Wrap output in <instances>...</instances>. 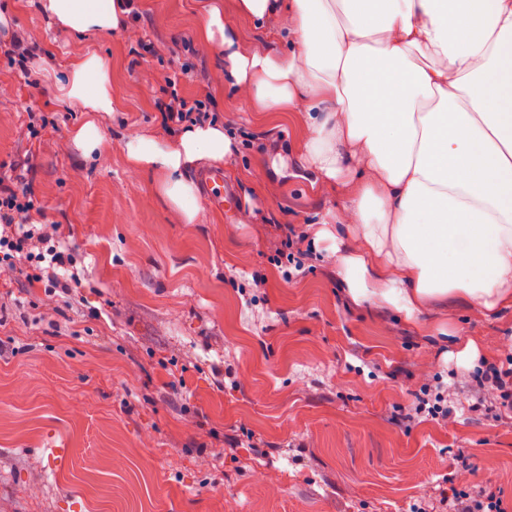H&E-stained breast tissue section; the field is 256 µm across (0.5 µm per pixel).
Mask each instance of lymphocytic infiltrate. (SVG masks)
Segmentation results:
<instances>
[{"instance_id":"obj_1","label":"lymphocytic infiltrate","mask_w":512,"mask_h":512,"mask_svg":"<svg viewBox=\"0 0 512 512\" xmlns=\"http://www.w3.org/2000/svg\"><path fill=\"white\" fill-rule=\"evenodd\" d=\"M31 33L13 30L6 54L25 83L39 85L41 66L30 49ZM192 72L190 65L161 74L167 96L157 108L165 130L217 120L211 112L212 94L209 88L196 93L182 91L181 81ZM11 174L0 171V273L23 277L29 284L41 285L48 295L62 294L71 299L82 285L75 273V254L64 241L60 225L49 222L43 206L35 195L14 190ZM480 378L487 392L476 395L477 406L494 400L501 416L512 417V353L504 361L483 364Z\"/></svg>"}]
</instances>
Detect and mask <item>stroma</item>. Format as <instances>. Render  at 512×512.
Wrapping results in <instances>:
<instances>
[{
	"mask_svg": "<svg viewBox=\"0 0 512 512\" xmlns=\"http://www.w3.org/2000/svg\"><path fill=\"white\" fill-rule=\"evenodd\" d=\"M210 0H138L148 25L77 39L29 0H0L14 27L34 34L53 65L31 87L0 55V165L15 166L60 224L85 286L72 304L0 276V512H448L450 489L500 490L512 510V424L492 410L452 405L435 419L403 418L432 380L465 391L472 369L458 337L481 355L512 352V314L451 303L427 318L447 328L435 344L401 315L354 304L321 242L295 278L270 261L279 226L311 231L345 202L342 187L317 191L301 149L304 112H258L227 89L224 57L200 47ZM242 50L290 52L283 18L256 26L234 16ZM161 39L137 56L140 33ZM94 52L112 66L114 110L98 122L101 156L69 140L86 119L60 100L72 59ZM192 62L210 78L211 109L247 134L221 165L200 161L201 212L187 224L131 172L127 136L168 139L151 72ZM48 125L41 143L19 142L27 115ZM280 139L288 175L262 149ZM220 171L235 202L225 218L204 179ZM264 275L266 287L253 279ZM71 462L55 468L51 444Z\"/></svg>",
	"mask_w": 512,
	"mask_h": 512,
	"instance_id": "35a3bbf8",
	"label": "stroma"
}]
</instances>
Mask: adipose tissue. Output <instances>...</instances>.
Segmentation results:
<instances>
[{"label":"adipose tissue","mask_w":512,"mask_h":512,"mask_svg":"<svg viewBox=\"0 0 512 512\" xmlns=\"http://www.w3.org/2000/svg\"><path fill=\"white\" fill-rule=\"evenodd\" d=\"M75 35L121 29L126 0H38ZM263 25L288 19L299 47L274 56L242 51L213 0L199 30L224 53L223 80L260 112L304 111L311 188L340 185L348 198L315 241L333 240L339 282L355 304L395 310L421 335L442 326L425 312L458 299L485 315L512 312V0H237ZM87 119L70 133L84 158L105 136L96 113L112 110V70L76 56L59 88ZM131 170L195 223L199 187L188 170L223 163L234 141L220 124L185 127L177 140L131 136Z\"/></svg>","instance_id":"adipose-tissue-1"}]
</instances>
